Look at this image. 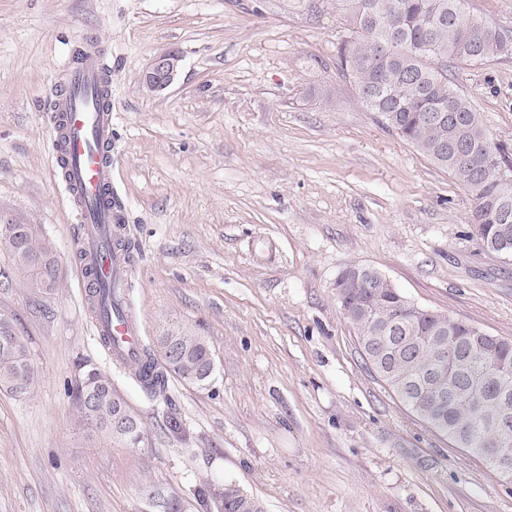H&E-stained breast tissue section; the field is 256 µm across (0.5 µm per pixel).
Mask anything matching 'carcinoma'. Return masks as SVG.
I'll return each mask as SVG.
<instances>
[{
    "label": "carcinoma",
    "mask_w": 512,
    "mask_h": 512,
    "mask_svg": "<svg viewBox=\"0 0 512 512\" xmlns=\"http://www.w3.org/2000/svg\"><path fill=\"white\" fill-rule=\"evenodd\" d=\"M352 34L339 49L340 68L356 85L361 104L380 113L395 130L436 167L474 196L471 219L475 236L488 251L512 257V160L499 143L490 142L481 113L459 94L450 77L456 63H483L512 56V32L469 14L466 0H348ZM395 42L397 52L381 53L379 44ZM469 149L460 162L452 147ZM0 247L11 266L0 268L10 281L21 274L31 288L49 294L57 283L58 259L38 224H0ZM374 288L354 286L343 311L353 326L366 362L395 396L424 424L455 447L486 459L482 451L496 447L502 425L512 448V416L504 421L502 399L512 405V340L495 336L480 348L466 337L478 327L410 302L381 272L366 268ZM406 317L409 341L381 358L372 346L373 322ZM164 368L149 346L121 363L155 400L166 391L167 373L198 385L208 366L209 343L180 328L159 337ZM37 371L24 336L14 319L0 316V390L15 396L29 392ZM112 381L97 371L86 374L76 389L81 421L92 436L107 444L136 447L143 429L112 427ZM156 512H181L180 501L152 488L144 490ZM224 512H254L253 499L232 485L224 487Z\"/></svg>",
    "instance_id": "cac0c4a2"
}]
</instances>
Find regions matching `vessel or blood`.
Listing matches in <instances>:
<instances>
[{
    "label": "vessel or blood",
    "mask_w": 512,
    "mask_h": 512,
    "mask_svg": "<svg viewBox=\"0 0 512 512\" xmlns=\"http://www.w3.org/2000/svg\"><path fill=\"white\" fill-rule=\"evenodd\" d=\"M63 90L50 103L52 151L57 170L66 172L65 189L81 213L82 274H94L112 288L126 287L133 273L121 243L126 238L124 207L101 212L94 202L112 184V103L101 90L111 85L112 72L95 46L81 52V60L64 70ZM98 335L110 337L111 358L127 357L141 337L131 307L109 318H96Z\"/></svg>",
    "instance_id": "vessel-or-blood-1"
}]
</instances>
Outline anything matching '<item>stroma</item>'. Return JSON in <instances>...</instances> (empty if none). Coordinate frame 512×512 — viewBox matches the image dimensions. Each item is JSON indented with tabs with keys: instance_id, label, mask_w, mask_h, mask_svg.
I'll list each match as a JSON object with an SVG mask.
<instances>
[{
	"instance_id": "1",
	"label": "stroma",
	"mask_w": 512,
	"mask_h": 512,
	"mask_svg": "<svg viewBox=\"0 0 512 512\" xmlns=\"http://www.w3.org/2000/svg\"><path fill=\"white\" fill-rule=\"evenodd\" d=\"M346 0H0V224H39L49 295L0 283L38 379L0 392V512H201L225 483L262 512H512V482L427 428L369 369L336 282L374 268L423 307L512 340V258L472 234L470 192L368 111L345 77ZM112 69V180L137 249L144 341L180 327L216 357L206 387L148 401L96 336L80 212L54 167L49 104L77 50ZM179 50L148 91L151 59ZM452 79L512 151V57ZM107 374L137 447L91 437L74 393ZM179 431H171L168 416ZM182 57L177 51H167L153 58L144 75V83L150 91L169 86L181 67Z\"/></svg>"
}]
</instances>
